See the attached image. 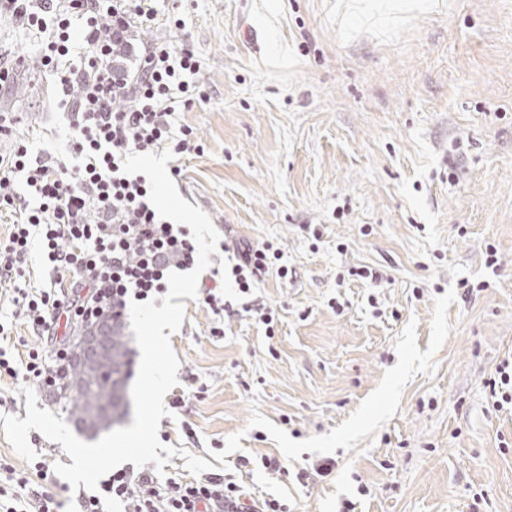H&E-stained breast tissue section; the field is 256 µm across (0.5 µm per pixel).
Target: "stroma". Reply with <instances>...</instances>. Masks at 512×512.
Listing matches in <instances>:
<instances>
[{"instance_id": "stroma-1", "label": "stroma", "mask_w": 512, "mask_h": 512, "mask_svg": "<svg viewBox=\"0 0 512 512\" xmlns=\"http://www.w3.org/2000/svg\"><path fill=\"white\" fill-rule=\"evenodd\" d=\"M164 6L207 93L179 118L203 150L178 192L279 249L288 277L253 292L270 329L187 301L165 399L191 395L161 418L162 444L291 512H512V411L486 387L512 356V0ZM0 110L22 116L0 153L51 127L48 149L65 150L35 64ZM465 280L485 287L465 295ZM0 323L9 353L43 343L5 296ZM265 454L287 472H237Z\"/></svg>"}]
</instances>
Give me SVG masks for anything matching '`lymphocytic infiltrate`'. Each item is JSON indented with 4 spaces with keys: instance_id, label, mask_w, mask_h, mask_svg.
Listing matches in <instances>:
<instances>
[{
    "instance_id": "1",
    "label": "lymphocytic infiltrate",
    "mask_w": 512,
    "mask_h": 512,
    "mask_svg": "<svg viewBox=\"0 0 512 512\" xmlns=\"http://www.w3.org/2000/svg\"><path fill=\"white\" fill-rule=\"evenodd\" d=\"M0 19L39 35L40 67L72 131L64 158L33 152L22 141L0 154V216L11 222L0 239V284L44 339L25 356L0 357V370L51 387L71 367L61 321L123 319L131 303L166 295L170 271L197 262L190 229L161 217L146 176L124 173L122 162L130 153L167 149L175 159L170 173L180 176L178 161L195 145L175 118L206 99L202 63L169 35L131 42L135 27L182 28V19L159 18L155 0H0ZM35 246L52 267L50 281L26 275ZM224 250L235 258L231 274L242 294L268 269L288 275L269 247L229 235ZM10 482L15 491H7ZM111 501L123 502L124 512H288L274 498L248 501L226 474L161 481L148 468L130 466L107 473L94 494H80L79 512H105ZM56 507L53 496L27 480H0V512Z\"/></svg>"
}]
</instances>
